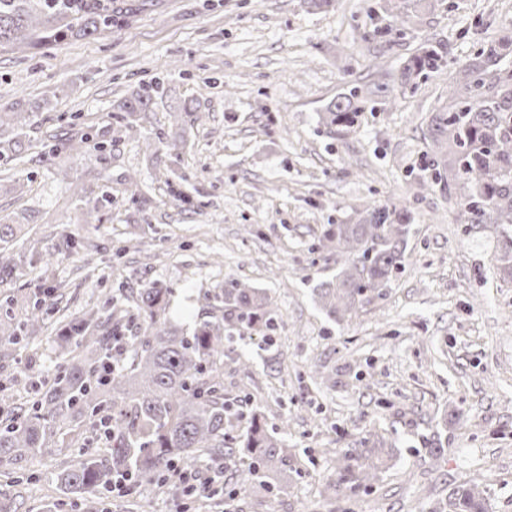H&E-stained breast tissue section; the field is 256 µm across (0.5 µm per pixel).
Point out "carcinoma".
<instances>
[{
	"label": "carcinoma",
	"instance_id": "1",
	"mask_svg": "<svg viewBox=\"0 0 512 512\" xmlns=\"http://www.w3.org/2000/svg\"><path fill=\"white\" fill-rule=\"evenodd\" d=\"M378 0L369 7L373 29L364 41L392 42L405 34L424 0ZM125 16L112 0H0V50L37 49L68 38L100 35ZM442 45L425 42L392 78L401 88L420 77L442 72ZM512 53V34L492 39L448 79V99L434 107L425 153L414 182L419 188L441 185L462 202L469 224H493L498 233L503 276L512 278V69L500 65ZM389 84L370 91L353 86L320 113L331 128L353 127L362 112L383 109ZM165 93L159 77L139 85L119 104L127 117L150 112ZM41 104L0 107V158L16 156L30 138V116ZM94 140L85 125L65 138L41 140L38 161ZM407 210L390 205L366 209L354 224H332L321 249L334 252L339 269L333 279L313 288L326 315L339 321L382 300L402 271L412 235ZM21 224H0V276L8 274L10 248ZM63 285L54 283L28 297L20 313L0 316V338L20 343L21 333L45 327L44 315ZM172 289L148 282L112 300V312L93 309L58 322L68 351L67 366L35 389L29 408L0 419V468L29 456L51 452L65 440L84 442L86 428L107 432L111 448L89 452L74 464L57 463L50 472L57 498L42 512H59L67 500L81 501L84 512H98L112 493V477L127 474L133 484L164 483L176 464L207 459L217 470L245 466L242 485L264 477L283 462L286 448L257 416L240 443L224 450L226 429L236 414L224 401L218 364L224 341L236 329L265 332L274 324L266 292L232 280L224 288V313L205 316L187 331L167 317ZM131 364H125L127 356ZM375 448L341 452L332 488L352 494L373 485L385 466L382 441ZM432 512H489L486 490L476 479L450 489Z\"/></svg>",
	"mask_w": 512,
	"mask_h": 512
}]
</instances>
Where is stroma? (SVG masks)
Returning <instances> with one entry per match:
<instances>
[{
	"instance_id": "35a3bbf8",
	"label": "stroma",
	"mask_w": 512,
	"mask_h": 512,
	"mask_svg": "<svg viewBox=\"0 0 512 512\" xmlns=\"http://www.w3.org/2000/svg\"><path fill=\"white\" fill-rule=\"evenodd\" d=\"M373 0H337L314 13L304 0H116L128 24L49 49L0 54V106L39 101L36 134L68 131L82 113L112 150L62 152L53 162L0 160L25 192L0 194V221L24 225L22 260L0 281V316L47 281L30 255L56 250L70 311L106 312L127 283L172 288L169 317L188 327L218 315L224 283L266 291L276 313L269 339L236 337L224 361V397L259 411L268 429L287 424L279 471L242 487L234 470L203 460L193 472L221 488L213 512H431L453 485L480 477L490 512H512V281L498 273L497 235L470 224L458 199L413 183L430 145L428 117L448 76L487 41L512 29V0H431L395 44L365 42ZM440 43L442 74L393 88L379 112L348 130L320 125L324 107L352 85L391 81L425 40ZM163 77L167 95L125 129L117 104ZM195 101L190 124L171 110ZM165 133L159 152L146 136ZM80 181L111 205L71 198ZM140 200H132V189ZM382 204L407 209L414 235L385 300L336 322L313 294L336 273L315 246L330 224L354 223ZM97 245L93 276L63 237ZM47 328L0 361L17 378L12 406L31 383L66 363ZM383 436L391 457L372 487L335 497L344 448ZM50 455L22 461L32 480L24 512L54 491ZM179 488L135 485L113 493L109 512H184Z\"/></svg>"
}]
</instances>
